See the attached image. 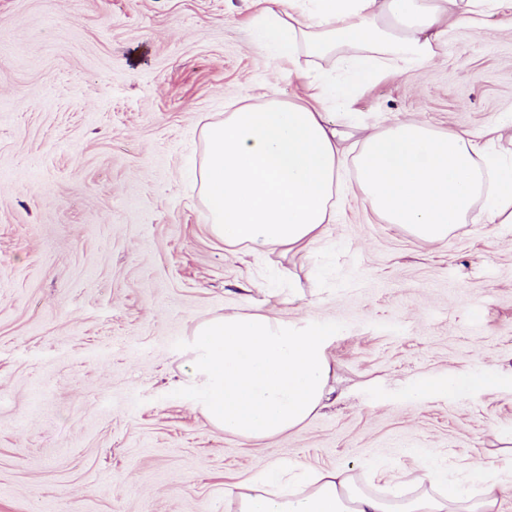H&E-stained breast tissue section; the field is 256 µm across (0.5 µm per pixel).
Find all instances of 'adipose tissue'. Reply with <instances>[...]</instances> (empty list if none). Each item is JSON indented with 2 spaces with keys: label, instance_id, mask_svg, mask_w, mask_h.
<instances>
[{
  "label": "adipose tissue",
  "instance_id": "1",
  "mask_svg": "<svg viewBox=\"0 0 512 512\" xmlns=\"http://www.w3.org/2000/svg\"><path fill=\"white\" fill-rule=\"evenodd\" d=\"M253 19L258 44L281 61L298 53L338 58L344 77L305 73V103L271 98L244 105L206 126L201 169L211 212L210 230L228 245L260 253L308 248L336 221L334 197L347 149L319 106L346 103L394 62L419 66L453 31L491 36L487 16L512 13V0H275ZM512 142V114L487 133L439 132L416 119L363 131L355 157L358 195L384 223L434 245L464 223L475 201L487 220L512 223V159H494L489 140ZM335 323H311L275 312L227 313L197 324L184 353L185 401L212 426L251 440L298 428L320 408L330 372ZM487 373L464 371L409 387L455 395L487 389ZM512 487L508 476L477 472L473 484L451 483L428 468L377 490L354 470L262 464L229 493L238 512H498Z\"/></svg>",
  "mask_w": 512,
  "mask_h": 512
}]
</instances>
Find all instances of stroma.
I'll return each mask as SVG.
<instances>
[{
    "label": "stroma",
    "mask_w": 512,
    "mask_h": 512,
    "mask_svg": "<svg viewBox=\"0 0 512 512\" xmlns=\"http://www.w3.org/2000/svg\"><path fill=\"white\" fill-rule=\"evenodd\" d=\"M249 0H0V512H235L264 462L452 481L512 470V224L472 211L426 246L373 217L345 165L336 222L300 252L208 230L206 125L304 79L256 44ZM396 64L338 132L512 113V18ZM332 321L323 407L266 441L181 397L184 343L230 310ZM480 369L496 384L409 396Z\"/></svg>",
    "instance_id": "obj_1"
}]
</instances>
